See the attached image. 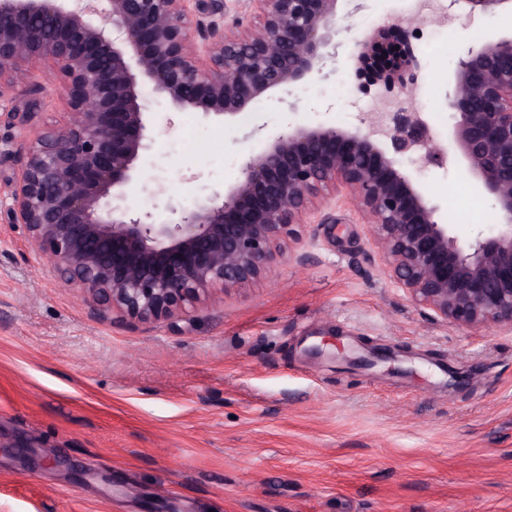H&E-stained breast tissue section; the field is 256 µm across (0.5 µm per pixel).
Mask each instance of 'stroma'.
<instances>
[{"label": "stroma", "instance_id": "1", "mask_svg": "<svg viewBox=\"0 0 512 512\" xmlns=\"http://www.w3.org/2000/svg\"><path fill=\"white\" fill-rule=\"evenodd\" d=\"M412 19L409 0H342L320 73L233 122L145 91L156 136L129 208L162 221L165 200L222 190L251 148L244 130L358 127L390 93L356 78V42ZM418 22L409 94L437 113L444 144L449 76L474 38L457 27L440 52L429 46L439 25ZM38 81L0 105L33 115L1 119V144L65 121L56 69ZM402 164L444 222L470 234L500 223L462 169ZM323 213L329 223L301 227L263 279L158 321L98 311L0 219V512H512V329H463L417 306L349 205ZM334 341L347 357L307 356ZM26 441L56 465L21 468Z\"/></svg>", "mask_w": 512, "mask_h": 512}]
</instances>
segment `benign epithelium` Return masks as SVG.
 Instances as JSON below:
<instances>
[{"instance_id":"benign-epithelium-1","label":"benign epithelium","mask_w":512,"mask_h":512,"mask_svg":"<svg viewBox=\"0 0 512 512\" xmlns=\"http://www.w3.org/2000/svg\"><path fill=\"white\" fill-rule=\"evenodd\" d=\"M341 0H247L224 23V0H0V101L50 63L69 109L61 125L9 149L18 168L8 223L23 227L57 278L106 313L168 319L247 288L336 197L368 226L386 274L413 302L461 328L512 327V35L468 48L450 81L455 122L435 144L403 108L362 126L304 124L247 139L237 180L169 217L126 205L154 128L148 85L175 112L235 119L271 91L319 71ZM468 13L512 0H462ZM416 29L383 24L356 43L373 83L406 90L419 67ZM400 45V74L378 80L382 48ZM463 166L501 222L474 236L441 222L398 157Z\"/></svg>"}]
</instances>
